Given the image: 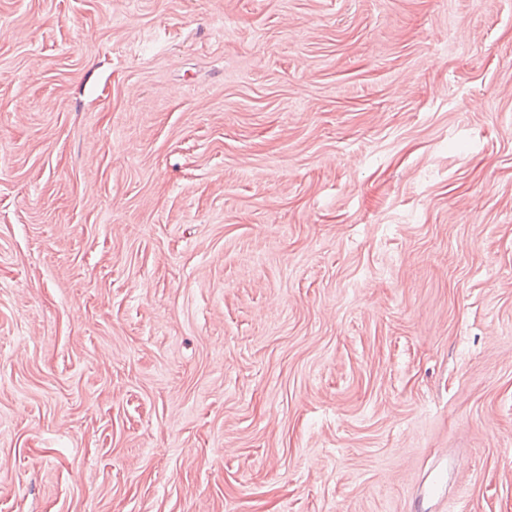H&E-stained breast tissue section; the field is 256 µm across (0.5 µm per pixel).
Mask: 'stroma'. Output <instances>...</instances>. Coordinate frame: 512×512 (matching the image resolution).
Returning a JSON list of instances; mask_svg holds the SVG:
<instances>
[{"label": "stroma", "instance_id": "obj_1", "mask_svg": "<svg viewBox=\"0 0 512 512\" xmlns=\"http://www.w3.org/2000/svg\"><path fill=\"white\" fill-rule=\"evenodd\" d=\"M0 512H512V0H0Z\"/></svg>", "mask_w": 512, "mask_h": 512}]
</instances>
